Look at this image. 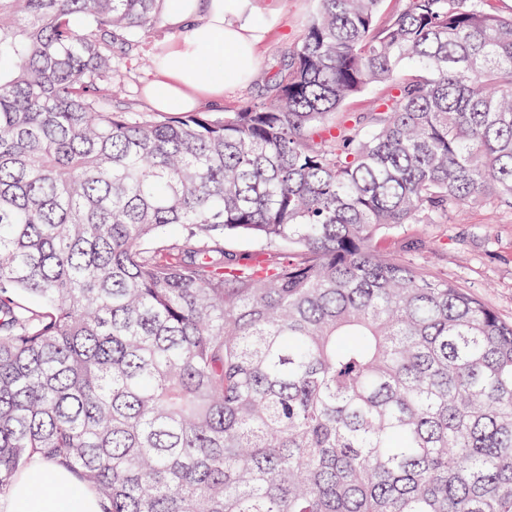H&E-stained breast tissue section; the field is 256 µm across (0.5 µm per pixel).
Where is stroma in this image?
Masks as SVG:
<instances>
[{"instance_id":"1","label":"stroma","mask_w":512,"mask_h":512,"mask_svg":"<svg viewBox=\"0 0 512 512\" xmlns=\"http://www.w3.org/2000/svg\"><path fill=\"white\" fill-rule=\"evenodd\" d=\"M313 8V0H262L259 17L267 34L257 70L248 80L225 88L224 101L215 107V115L265 100L267 77L277 71L282 49L300 38ZM172 36L168 28L156 27L142 41L136 56L121 60L118 75L124 91L116 102L118 110L150 111L143 93L152 71L148 59ZM419 230L430 243L420 264L447 273L502 317L512 319V210L475 206L464 218L452 215L447 223L423 224Z\"/></svg>"}]
</instances>
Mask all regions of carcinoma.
Segmentation results:
<instances>
[{"mask_svg":"<svg viewBox=\"0 0 512 512\" xmlns=\"http://www.w3.org/2000/svg\"><path fill=\"white\" fill-rule=\"evenodd\" d=\"M315 2L269 102L141 119L164 0H0V496L37 457L101 512H512V321L383 244L512 209V15Z\"/></svg>","mask_w":512,"mask_h":512,"instance_id":"1","label":"carcinoma"}]
</instances>
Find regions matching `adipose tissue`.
I'll return each mask as SVG.
<instances>
[{
  "mask_svg": "<svg viewBox=\"0 0 512 512\" xmlns=\"http://www.w3.org/2000/svg\"><path fill=\"white\" fill-rule=\"evenodd\" d=\"M162 22L176 36L144 90L157 110L191 111L204 101H222L227 84L254 73L264 32L254 0H167ZM34 466L51 492L19 474L0 499V512H100L96 494L77 488L70 473L40 459Z\"/></svg>",
  "mask_w": 512,
  "mask_h": 512,
  "instance_id": "1",
  "label": "adipose tissue"
}]
</instances>
